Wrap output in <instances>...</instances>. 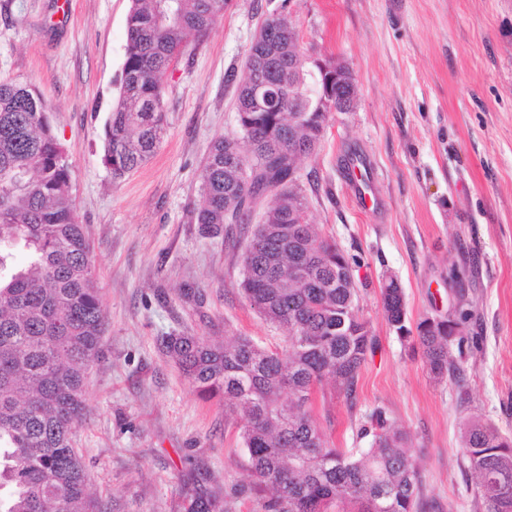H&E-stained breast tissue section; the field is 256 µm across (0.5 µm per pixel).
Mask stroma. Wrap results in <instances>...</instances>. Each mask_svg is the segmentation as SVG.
I'll list each match as a JSON object with an SVG mask.
<instances>
[{
    "label": "stroma",
    "instance_id": "35a3bbf8",
    "mask_svg": "<svg viewBox=\"0 0 512 512\" xmlns=\"http://www.w3.org/2000/svg\"><path fill=\"white\" fill-rule=\"evenodd\" d=\"M130 0H0V80L35 88L72 165L77 220L107 316L86 380L74 446L107 512H183L185 483L263 512L235 418L203 400L157 343L189 333L282 347L284 331L243 296L241 253L254 224L201 234L194 212L212 141L237 133L233 71L263 18L296 26L313 89L315 60L340 59L358 89L299 164L311 221L359 265V306L377 345L358 399L326 392L315 412L340 448L367 447L375 408L409 431L423 493L439 512H483L463 458L472 417L512 436V0H232L209 36L187 37L165 80L168 127L156 154L120 181L102 162L118 96ZM362 179L351 180V160ZM400 281L411 320L467 310L453 354L464 384L436 380L379 303Z\"/></svg>",
    "mask_w": 512,
    "mask_h": 512
}]
</instances>
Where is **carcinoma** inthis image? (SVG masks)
<instances>
[{
  "label": "carcinoma",
  "instance_id": "obj_1",
  "mask_svg": "<svg viewBox=\"0 0 512 512\" xmlns=\"http://www.w3.org/2000/svg\"><path fill=\"white\" fill-rule=\"evenodd\" d=\"M228 0H131L120 91L104 127L103 163L119 180L151 158L167 126L164 82L184 37H206ZM288 15H268L238 83V136L215 139L202 171L196 221L217 237L273 204L241 256L239 287L285 346L247 337L203 343L169 334L160 345L202 398L224 399L241 425L264 512H434L422 492L406 431L382 410L361 434L367 448L336 447L317 423L313 393L328 384L354 406L362 366L376 349L360 315L355 257L309 223L296 157L309 155L329 120L322 91L288 96ZM278 90V107L251 104L253 84ZM306 274L295 272L297 261ZM380 303L397 335L419 346L437 379L464 381L450 348L468 317L411 324L399 280L386 275ZM106 313L91 243L75 215L71 171L46 105L32 88L0 82V512H103L72 446L86 411L85 380L101 352ZM292 398L283 401V393ZM463 456L484 512H512V439L474 418ZM185 512H230L218 492L187 487Z\"/></svg>",
  "mask_w": 512,
  "mask_h": 512
}]
</instances>
